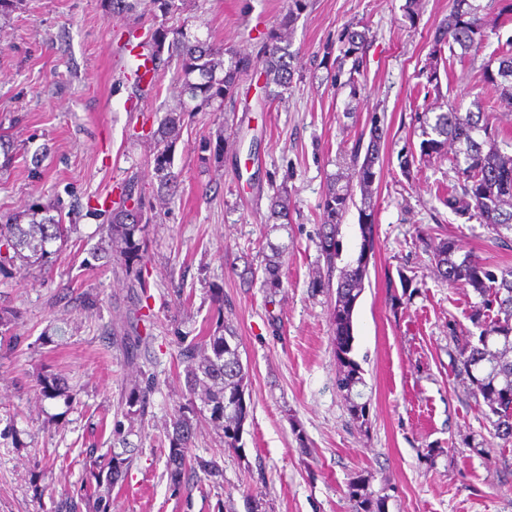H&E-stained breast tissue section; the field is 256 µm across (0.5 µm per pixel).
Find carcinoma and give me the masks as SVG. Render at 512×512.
<instances>
[{
    "label": "carcinoma",
    "mask_w": 512,
    "mask_h": 512,
    "mask_svg": "<svg viewBox=\"0 0 512 512\" xmlns=\"http://www.w3.org/2000/svg\"><path fill=\"white\" fill-rule=\"evenodd\" d=\"M485 22L472 0H454L447 21L437 25L430 38L431 49L421 72L436 94H441L439 61L442 53L460 48L476 56L484 40ZM343 39L348 48L345 56L352 57L349 76L343 86L350 94L359 93L357 75L363 67L366 32L348 26ZM171 54L181 61L182 70L189 76L199 73L201 81L186 82L191 98L206 106L217 98L234 96L241 74L262 66L264 75L262 92L271 100L281 93L271 89L275 85L288 88L293 70L288 48L276 43L268 46L264 58L256 62L248 56L233 55L224 68V78H213L215 65L206 59L208 49L204 43L177 41L171 44ZM480 81L486 88L499 93L500 98L512 102V49L500 53L497 66L492 61L480 69ZM420 159L429 161L447 157L448 147L454 148L451 163L457 175L459 189L448 194V208L465 216L473 214L491 227L496 234L512 231V143L500 131L489 126L485 113L477 102L464 109L456 102L445 112H423L418 115ZM183 124V113L168 115L162 141L175 139ZM385 136L384 126L376 120L369 129L368 142L358 140L349 155V164L357 178L361 192L358 208L361 245L355 261L337 267L340 243L339 226L356 205L354 188L338 187L330 181L322 203L318 248L326 266V273L316 276L311 287L322 290L336 284V297L332 313L334 325L336 388L348 401L353 423L368 424L366 404L354 401V390L364 384L362 369L352 357L355 337L353 313L367 276L369 262L365 253L376 254V213L369 194L374 184ZM134 200L129 209L126 203ZM144 191L130 184L121 192L117 207L112 210L110 235L112 243L124 248V267L128 288L132 292H145L148 288L145 265L140 244L134 240L142 222H150L144 213ZM270 217L288 221V193L276 188L269 196ZM50 211L47 204L35 205L30 222L20 223L15 216L0 215V266L15 260L35 262L48 254L47 245L65 241L68 227L52 216L37 218L38 212ZM461 246L453 239H445L436 247L435 262L441 279L450 286L469 285L481 296V305L472 311L470 321L479 330L478 337L461 338L451 331L456 342L450 354L451 366L458 375L470 382L471 394L482 398L488 407L485 418L494 435L506 443L512 442V266L491 268L477 257L458 258ZM284 250L276 247L266 258L262 268L263 287L275 294L283 287L281 267ZM180 362L185 364L186 403L175 410L166 437L169 441L166 457V475L169 487L177 493L190 488V481L208 482L217 489L223 485L224 469L212 457L204 459L193 454L194 436L199 416L209 413V420L222 432L224 450L238 453L243 421L247 419L245 403L247 372L240 362L239 342L235 333L224 325V298L214 301L210 322L200 335L181 337ZM154 389V378H146L145 385H136L128 394L127 404L138 407L145 415ZM132 457L126 452L98 453L96 448L85 451L83 466L86 480L71 492L60 495L54 512H112V488L124 483ZM346 497L349 512H388L390 496L385 489H370L369 481L356 476L348 482Z\"/></svg>",
    "instance_id": "cac0c4a2"
}]
</instances>
